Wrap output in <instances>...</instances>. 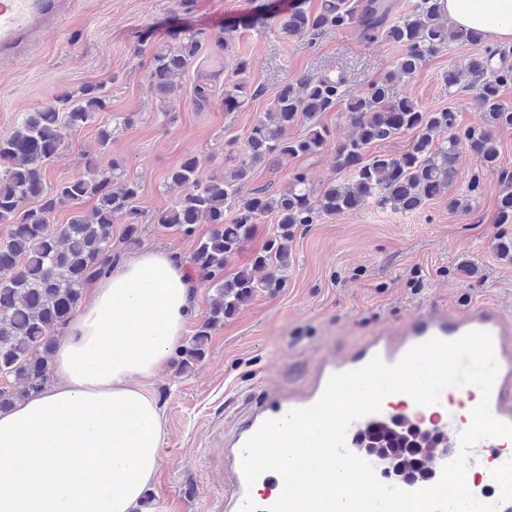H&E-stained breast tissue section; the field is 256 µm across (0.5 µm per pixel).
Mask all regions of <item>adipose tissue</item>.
Instances as JSON below:
<instances>
[{
    "label": "adipose tissue",
    "mask_w": 512,
    "mask_h": 512,
    "mask_svg": "<svg viewBox=\"0 0 512 512\" xmlns=\"http://www.w3.org/2000/svg\"><path fill=\"white\" fill-rule=\"evenodd\" d=\"M456 26L512 43V0H444ZM192 304L167 249L115 264L67 325L55 384L0 413V512H137L161 462L157 404L140 386L167 365Z\"/></svg>",
    "instance_id": "adipose-tissue-1"
}]
</instances>
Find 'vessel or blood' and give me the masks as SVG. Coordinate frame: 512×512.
<instances>
[{
	"instance_id": "1",
	"label": "vessel or blood",
	"mask_w": 512,
	"mask_h": 512,
	"mask_svg": "<svg viewBox=\"0 0 512 512\" xmlns=\"http://www.w3.org/2000/svg\"><path fill=\"white\" fill-rule=\"evenodd\" d=\"M72 6L73 0H0V71L11 70L30 45L66 19ZM471 331H485L491 336L499 370L490 409L498 420L512 423V314L489 302L462 310L432 306L401 319L391 331L369 337L342 356L323 358L300 387L263 391L226 444L232 481L227 492L217 497L215 512H239L248 498L263 510L276 502L283 490L281 476L268 471L254 483H247L241 469L242 446L265 422L315 404L331 375L363 367L377 355L391 364L430 339L450 341ZM480 398L476 387L450 386L442 390L437 403L429 406H411L410 396L403 393L393 400L383 399L379 412L349 426L346 446L373 465L378 480L384 484L409 491L434 486L443 466L456 458L460 435L472 422L471 417L457 414L456 402L476 403ZM511 445L512 440L506 438L479 440L469 460L471 469L486 472L484 480L469 482L470 491L482 503H498L499 512H512V501H501L500 486L494 477L495 470L503 464L501 450Z\"/></svg>"
}]
</instances>
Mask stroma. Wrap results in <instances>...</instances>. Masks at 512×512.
<instances>
[{
    "label": "stroma",
    "instance_id": "obj_1",
    "mask_svg": "<svg viewBox=\"0 0 512 512\" xmlns=\"http://www.w3.org/2000/svg\"><path fill=\"white\" fill-rule=\"evenodd\" d=\"M294 6L313 12L320 0H74L61 26L12 71L0 74V138L12 133L21 112L52 102L60 92L108 83L110 110L67 132L68 148L48 168L46 180L55 185L80 176L89 158L123 159L117 180L140 183L136 207L143 227L140 246L123 248V257L150 248L188 257L192 240L151 221L182 195L168 174L185 156L197 158L200 179L224 176L235 166L226 139L244 137L284 82L341 75L348 95L358 96L402 53L383 40L366 43L351 28L316 39L282 34L277 15ZM219 27L228 30V49H204L176 76L179 97L163 103L149 82L154 50L176 45L184 31ZM475 51V45L449 42L447 50L401 82L400 91L422 108L453 110L460 127L481 124L483 112L473 92L449 95L445 79L449 67L463 65ZM242 57L249 63L246 79L262 93L228 112L224 81L234 78ZM199 84L210 89L202 109L193 102ZM129 113L133 124L118 127L111 143L101 146L99 126L115 125ZM321 122L331 132L326 146L308 157L259 165L252 186L281 190L296 170L305 171L317 188L347 180L348 172L336 165V150L356 129L341 105L324 113ZM497 141L500 169L481 168L461 151L450 195L417 211L369 204L299 228L288 244L284 288L256 294L213 330L207 356L189 373L177 374L169 366L147 382L165 431L162 461L148 488L157 512H211L227 480L226 436L253 408L262 388L301 385L317 357L350 349L430 305L462 309L484 300L512 311V262L495 251L501 232L512 233V224L496 222L498 198L512 191V182L501 176L512 172V128L499 130ZM475 175L481 188L473 194L468 187ZM452 195L466 200L467 208L449 209Z\"/></svg>",
    "mask_w": 512,
    "mask_h": 512
}]
</instances>
